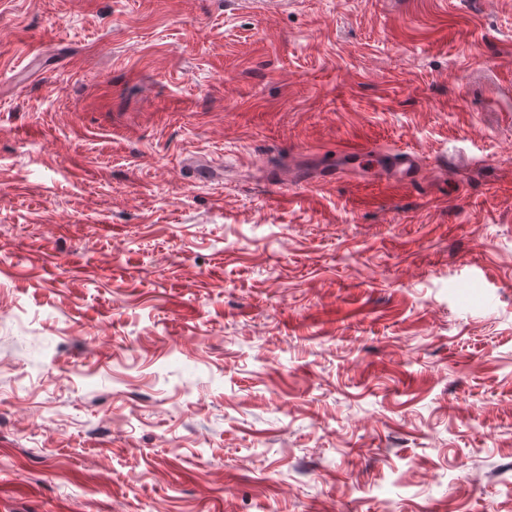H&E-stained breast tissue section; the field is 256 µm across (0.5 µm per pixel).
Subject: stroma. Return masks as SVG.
Returning a JSON list of instances; mask_svg holds the SVG:
<instances>
[{
	"instance_id": "stroma-1",
	"label": "stroma",
	"mask_w": 512,
	"mask_h": 512,
	"mask_svg": "<svg viewBox=\"0 0 512 512\" xmlns=\"http://www.w3.org/2000/svg\"><path fill=\"white\" fill-rule=\"evenodd\" d=\"M0 512H512V0H0ZM366 163L376 166L382 176L395 178L401 183L411 184L423 169L421 157L407 150H390L381 152L368 145H357L346 148Z\"/></svg>"
}]
</instances>
